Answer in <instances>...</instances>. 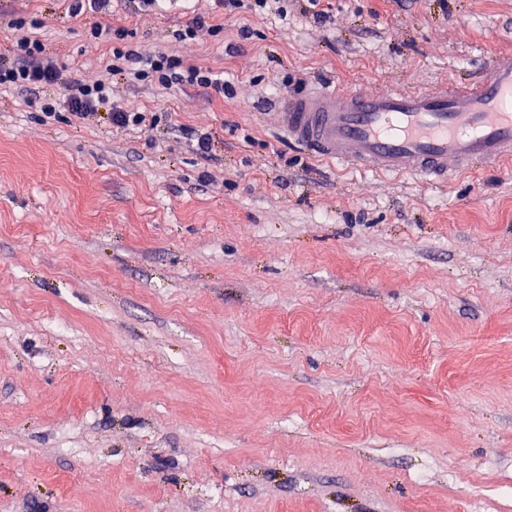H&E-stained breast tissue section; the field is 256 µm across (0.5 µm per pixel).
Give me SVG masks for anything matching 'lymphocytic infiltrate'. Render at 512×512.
Segmentation results:
<instances>
[{
	"instance_id": "1",
	"label": "lymphocytic infiltrate",
	"mask_w": 512,
	"mask_h": 512,
	"mask_svg": "<svg viewBox=\"0 0 512 512\" xmlns=\"http://www.w3.org/2000/svg\"><path fill=\"white\" fill-rule=\"evenodd\" d=\"M19 35L13 44V56L0 57V90L24 88L35 90L55 85H65L63 98L41 97L37 104L42 123L60 121L62 114L76 119H86L100 109L110 111L113 124L142 126L147 121L145 113L122 110L112 105V78L120 71H128L138 81H148L169 88L175 85L198 86L216 93H223L224 81L211 69L189 63L184 57L164 52L144 53L125 45L123 30H111L98 25L91 26L89 35L97 40L103 37L115 39L112 48V64L106 65L99 78L92 82L71 80L65 77L61 67L46 57L45 46L38 33L26 30L24 20L13 21Z\"/></svg>"
}]
</instances>
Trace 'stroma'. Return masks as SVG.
I'll use <instances>...</instances> for the list:
<instances>
[{
    "label": "stroma",
    "instance_id": "obj_1",
    "mask_svg": "<svg viewBox=\"0 0 512 512\" xmlns=\"http://www.w3.org/2000/svg\"><path fill=\"white\" fill-rule=\"evenodd\" d=\"M318 8L0 0L1 56L33 18L94 81L96 22L228 86L115 79L160 116L141 129L0 92V512H512V163L354 173L274 109L314 82H474L512 51V0ZM199 14L220 33L177 42Z\"/></svg>",
    "mask_w": 512,
    "mask_h": 512
}]
</instances>
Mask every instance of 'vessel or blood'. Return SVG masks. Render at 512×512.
Returning <instances> with one entry per match:
<instances>
[{"label": "vessel or blood", "mask_w": 512, "mask_h": 512, "mask_svg": "<svg viewBox=\"0 0 512 512\" xmlns=\"http://www.w3.org/2000/svg\"><path fill=\"white\" fill-rule=\"evenodd\" d=\"M276 116L316 157L444 186L453 173L512 160V54L493 55L471 85L366 94L310 84L282 96Z\"/></svg>", "instance_id": "obj_1"}]
</instances>
